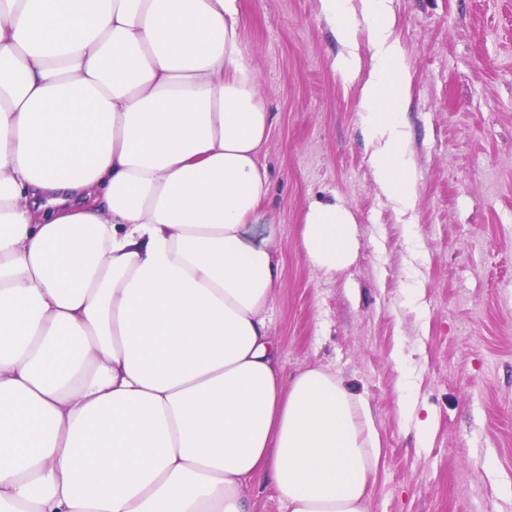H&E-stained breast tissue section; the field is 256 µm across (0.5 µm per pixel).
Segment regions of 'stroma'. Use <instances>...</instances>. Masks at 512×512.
Wrapping results in <instances>:
<instances>
[{
	"label": "stroma",
	"instance_id": "obj_1",
	"mask_svg": "<svg viewBox=\"0 0 512 512\" xmlns=\"http://www.w3.org/2000/svg\"><path fill=\"white\" fill-rule=\"evenodd\" d=\"M411 94L413 211L376 188L358 85L319 0H244L243 39L277 120L264 162L283 284L270 334L371 408V512H512V0H393ZM340 200L359 248L328 275L304 215ZM433 417L429 445L417 422Z\"/></svg>",
	"mask_w": 512,
	"mask_h": 512
}]
</instances>
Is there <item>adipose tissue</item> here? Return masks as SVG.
I'll list each match as a JSON object with an SVG mask.
<instances>
[{"mask_svg":"<svg viewBox=\"0 0 512 512\" xmlns=\"http://www.w3.org/2000/svg\"><path fill=\"white\" fill-rule=\"evenodd\" d=\"M320 8L412 210L393 0ZM243 29V0H0V512H254L258 476L288 512H371L367 401L285 379L270 334L275 115ZM301 243L347 268L353 212L310 205Z\"/></svg>","mask_w":512,"mask_h":512,"instance_id":"ef3b65f1","label":"adipose tissue"}]
</instances>
